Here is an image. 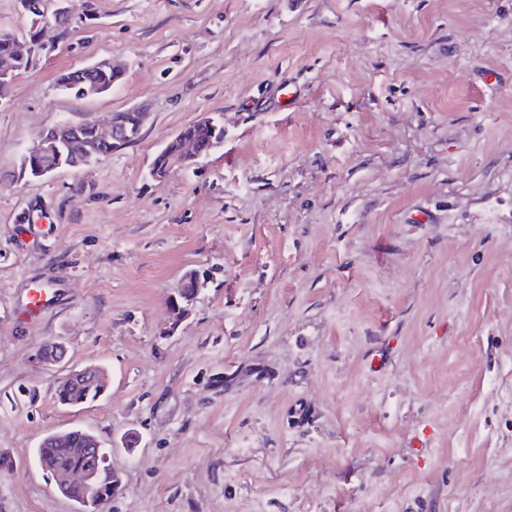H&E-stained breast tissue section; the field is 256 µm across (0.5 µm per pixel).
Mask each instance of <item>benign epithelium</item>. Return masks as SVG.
Returning <instances> with one entry per match:
<instances>
[{"instance_id":"benign-epithelium-1","label":"benign epithelium","mask_w":512,"mask_h":512,"mask_svg":"<svg viewBox=\"0 0 512 512\" xmlns=\"http://www.w3.org/2000/svg\"><path fill=\"white\" fill-rule=\"evenodd\" d=\"M131 119L122 121L117 115H112L107 125L101 126L97 123L91 124L94 134L97 137L112 139V144L125 145L134 140L142 130L147 113L139 108L129 109ZM174 146L163 148L155 157L150 167V175L161 181L168 175L172 166L171 159L179 157L186 165H192L198 160L206 157V153L195 147L190 136L178 132L172 139ZM80 146L81 152L86 157L94 154L95 145L93 139L87 138L77 131V125L71 124L61 128H52L38 135L32 146L20 158L17 168V177L24 178L29 165H34L37 175L48 177L62 167V156L71 151L75 146ZM188 287L186 280H181L176 288L174 297V308L177 313L183 315L193 304L196 296L186 294L183 289ZM66 357L65 348L57 343L47 346L42 352V358L49 365L60 364ZM101 377L100 368L87 366L79 370H72L61 381L66 387L94 388ZM60 487L71 489L79 486L84 489L88 496L95 495V490L90 484V478L84 472H74L59 476Z\"/></svg>"}]
</instances>
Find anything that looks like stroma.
<instances>
[{"instance_id":"obj_1","label":"stroma","mask_w":512,"mask_h":512,"mask_svg":"<svg viewBox=\"0 0 512 512\" xmlns=\"http://www.w3.org/2000/svg\"><path fill=\"white\" fill-rule=\"evenodd\" d=\"M42 9L0 0L33 49L0 98V512H77L35 459L73 428L112 450L109 512H512V0ZM103 58L112 90L61 88ZM133 107L135 142L15 178ZM206 115L223 145L154 180ZM89 365L105 394L60 404ZM78 124H71L61 128H52L38 135L32 146L20 158L17 168L18 179H24L25 172L30 164L33 167L28 177L37 178L48 177L58 169L63 167L80 168L83 162L82 155H73L61 162L62 156L66 151H73L75 146H80L81 152L86 158H90L94 154L95 145L93 139L86 138L77 131Z\"/></svg>"}]
</instances>
